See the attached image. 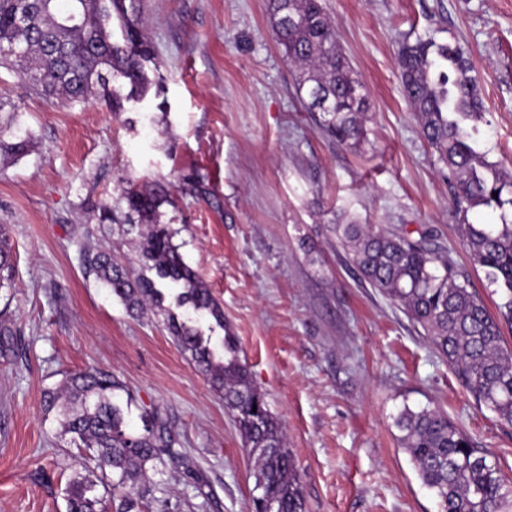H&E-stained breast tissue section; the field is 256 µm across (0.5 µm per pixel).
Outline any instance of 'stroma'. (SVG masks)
<instances>
[{"label": "stroma", "mask_w": 512, "mask_h": 512, "mask_svg": "<svg viewBox=\"0 0 512 512\" xmlns=\"http://www.w3.org/2000/svg\"><path fill=\"white\" fill-rule=\"evenodd\" d=\"M163 77L127 111L91 99L54 105L0 68V98L21 103L35 148L0 160V224L10 227L15 286L0 320L17 329L0 355V512H65L61 491L81 451L45 416L43 390L66 372L112 371L134 393L129 421L157 408L210 482L202 503L177 471L154 475L181 512H251L238 430L160 316L138 318L82 253L130 262L140 237L98 223L93 202L127 181L164 185L159 223L224 307L239 357L287 436L309 512H438L399 448L403 406L435 405L498 459L512 481V427L471 393L389 299L360 282L335 226L430 229L472 287L499 297L449 209L451 187L404 96V40L440 28L469 48L488 123L478 148L512 170V0H322L369 95L365 141L327 136L299 98L267 0H138Z\"/></svg>", "instance_id": "1"}]
</instances>
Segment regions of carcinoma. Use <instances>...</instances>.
<instances>
[{
  "mask_svg": "<svg viewBox=\"0 0 512 512\" xmlns=\"http://www.w3.org/2000/svg\"><path fill=\"white\" fill-rule=\"evenodd\" d=\"M27 10L31 27L16 14ZM275 42L292 65L296 89L319 127L341 144L357 148L364 138L369 101L346 60L321 0H268ZM135 0H0V44H17L20 55L0 54V66L41 91L47 101L103 100L113 113L146 98L160 82L151 77L154 56L141 29ZM398 69L422 134L448 168L454 186L458 230L474 265L503 290L498 315L471 288L448 251L423 232L412 239L401 229L338 224L336 238L361 278L400 307L430 337L479 405L512 426V350L501 343V322L512 324V171L477 149L486 112L468 50L458 40L441 42L426 32L402 42ZM12 107L0 123V156L21 157L31 139ZM130 226L141 234L139 264L152 279L112 251L88 249L82 265L128 312L163 316L176 346L189 355L211 389L224 397L253 464V512H306L293 455L279 420L252 383L238 345L224 324V310L208 285L174 244L176 231L153 217L169 202L164 186L133 181L121 194ZM99 223H117L119 206L95 203ZM501 211L500 224H472L469 211ZM15 264L5 225H0V288L14 280ZM177 287L181 316L164 306L165 287ZM128 389L111 372L88 368L65 377L60 389L43 392L42 406L56 413L60 434L82 451L85 472L63 489L67 512H171L165 490L151 475L171 466L205 500L214 491L156 409H143L142 429L129 428ZM398 446L409 456L422 484L432 490L439 512H512V483L492 454L438 407L406 406L394 422Z\"/></svg>",
  "mask_w": 512,
  "mask_h": 512,
  "instance_id": "obj_1",
  "label": "carcinoma"
}]
</instances>
